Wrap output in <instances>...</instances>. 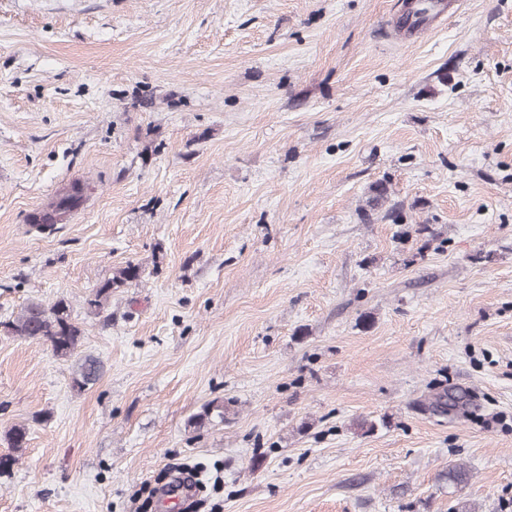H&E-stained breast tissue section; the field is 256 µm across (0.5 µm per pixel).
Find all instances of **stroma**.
Wrapping results in <instances>:
<instances>
[{
    "label": "stroma",
    "mask_w": 512,
    "mask_h": 512,
    "mask_svg": "<svg viewBox=\"0 0 512 512\" xmlns=\"http://www.w3.org/2000/svg\"><path fill=\"white\" fill-rule=\"evenodd\" d=\"M447 2L0 0V512H512V0ZM140 275V268L138 265L132 263L127 264L125 267L116 270L112 278L107 280L96 292L95 298L91 299L90 305L100 307L103 301L107 300L112 287L120 286L128 282L137 280ZM3 326L12 336L49 342L55 354L62 358L74 355L80 337L79 328L71 320L69 307L62 301L52 307L29 302ZM100 362L93 356L87 355L76 360L73 369V385L82 389L94 383L101 372Z\"/></svg>",
    "instance_id": "35a3bbf8"
}]
</instances>
